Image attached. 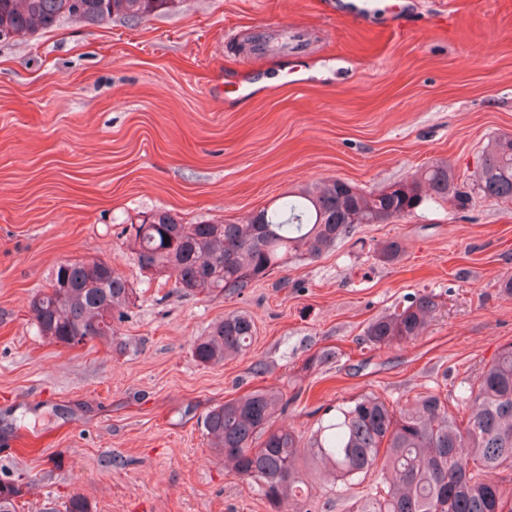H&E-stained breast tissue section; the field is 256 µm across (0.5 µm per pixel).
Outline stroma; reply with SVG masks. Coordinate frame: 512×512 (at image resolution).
<instances>
[{
  "instance_id": "stroma-1",
  "label": "stroma",
  "mask_w": 512,
  "mask_h": 512,
  "mask_svg": "<svg viewBox=\"0 0 512 512\" xmlns=\"http://www.w3.org/2000/svg\"><path fill=\"white\" fill-rule=\"evenodd\" d=\"M305 31V81L258 63L254 99L231 106L259 26ZM512 134V0H412L357 23L343 0H182L139 21L63 22L0 42V470L24 479L19 512H269L211 448L213 407L273 388L278 424L310 436L339 403L451 397L512 344V201L474 182L487 144ZM448 163L469 196L362 224L240 296L147 279L120 223L168 209L233 222L341 179L377 191ZM398 240L399 262L376 248ZM103 259L135 289L112 342L38 336L26 312L65 260ZM438 308L420 336L376 349L375 318L409 296ZM229 313L255 325L219 365L192 353Z\"/></svg>"
}]
</instances>
